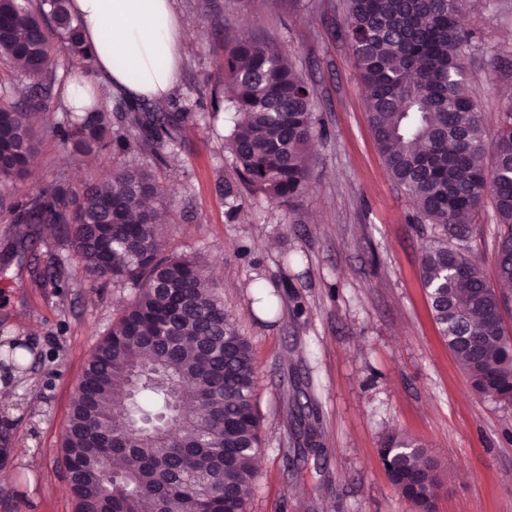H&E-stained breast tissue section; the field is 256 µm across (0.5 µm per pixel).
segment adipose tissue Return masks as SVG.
<instances>
[{
    "mask_svg": "<svg viewBox=\"0 0 512 512\" xmlns=\"http://www.w3.org/2000/svg\"><path fill=\"white\" fill-rule=\"evenodd\" d=\"M96 68L132 100L162 99L175 87L188 25L174 0H71Z\"/></svg>",
    "mask_w": 512,
    "mask_h": 512,
    "instance_id": "1",
    "label": "adipose tissue"
}]
</instances>
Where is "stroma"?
Wrapping results in <instances>:
<instances>
[{
  "instance_id": "35a3bbf8",
  "label": "stroma",
  "mask_w": 512,
  "mask_h": 512,
  "mask_svg": "<svg viewBox=\"0 0 512 512\" xmlns=\"http://www.w3.org/2000/svg\"><path fill=\"white\" fill-rule=\"evenodd\" d=\"M175 0L189 40L171 99L221 90L217 62L230 38L277 43L315 85L324 128L312 153L314 180L299 213L247 196L229 216L224 184L236 181L225 148L228 114L196 112L172 166L157 171L168 203L167 252L198 257L215 292L249 340L264 444L250 512H412L378 456L400 434L441 464L436 512H512V406L478 395L433 321L419 257L432 235L391 179L375 145L363 88L336 23L346 0H224L216 21ZM474 34L470 93L488 132L512 106V0H460ZM27 194L57 175L70 182L105 174L111 155L77 168L41 136ZM470 250L486 278L498 233L492 204L468 219ZM55 230L18 227L0 213V359L9 340L32 353L0 405V512H75L59 464L70 404L84 364L136 295L123 283L86 280ZM61 264L58 294L46 281ZM312 406L314 451L296 456L294 395Z\"/></svg>"
}]
</instances>
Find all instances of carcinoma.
<instances>
[{
	"label": "carcinoma",
	"mask_w": 512,
	"mask_h": 512,
	"mask_svg": "<svg viewBox=\"0 0 512 512\" xmlns=\"http://www.w3.org/2000/svg\"><path fill=\"white\" fill-rule=\"evenodd\" d=\"M338 37L365 90L377 147L422 219L439 228L422 247L420 270L433 319L471 387L512 405V336L502 327L512 298V109L498 116L487 150L484 116L469 93L473 33L457 0H347ZM90 79L94 55L69 0H0V208L30 228L54 225L88 281L137 288L88 358L72 399L63 459L72 462L76 512H249L262 450L251 345L232 322L200 262L163 254L160 225L146 200L153 170L168 166L202 100L162 112L115 97L65 111L49 135L76 156L110 152L112 171L80 188L64 175L32 194L12 190L37 159L31 112L56 100L58 55ZM227 83L226 139L253 195L293 213L313 181L308 154L322 135L314 92L277 45L241 36L219 60ZM143 149L151 163L121 161ZM500 226L497 283L469 254L461 222L486 199ZM204 342L187 352L184 342ZM122 397L114 399V392ZM392 484L415 509L435 512L439 462L415 440L389 436L378 451Z\"/></svg>",
	"instance_id": "1"
}]
</instances>
